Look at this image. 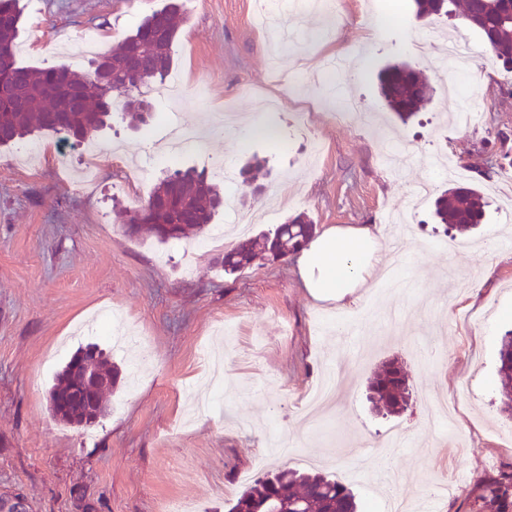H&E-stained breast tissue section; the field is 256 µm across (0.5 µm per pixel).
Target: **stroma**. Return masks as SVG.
I'll use <instances>...</instances> for the list:
<instances>
[{"mask_svg":"<svg viewBox=\"0 0 512 512\" xmlns=\"http://www.w3.org/2000/svg\"><path fill=\"white\" fill-rule=\"evenodd\" d=\"M18 63L66 65L88 71L89 58L55 52L57 43L100 32L107 52L165 0H21ZM186 20L172 47L171 76L185 93L175 124L191 132L208 114L251 112L262 96L301 102L311 96L358 100L379 127L336 123L315 113L312 128L289 111L272 114L283 148L244 133L242 125L182 146L177 169L232 180L236 206L267 212L249 235L307 215L318 227L383 224L409 206L424 181L432 189L401 241L405 264L383 301L340 309L316 304L301 287L294 260L251 265L228 276L216 265L233 216L220 209L223 237L161 243L130 237L124 224L165 174L155 157L171 140L157 102L131 128L125 96L112 95L111 126L93 138L99 178L82 181V147L47 133L35 159L17 146L0 147V497L23 495L28 512H162L165 502H198L204 512H227L245 486L244 472L261 476L297 467V454L349 484L368 512H387L380 476L356 475V452L376 460L386 452L399 473L397 493L414 497L455 475L463 489L439 503L457 512L465 490L493 469L512 464V419L496 403L497 357L512 329V72L464 18L418 20L411 0H378L377 15L362 0H338L333 17L289 15L288 47L270 55L267 35L253 24L255 0H183ZM455 31L480 64L460 78L462 92L480 103V129L454 125V102L440 74L441 55L420 57L412 45L440 42ZM350 67L342 82L323 79L327 64ZM407 62L427 75L435 94L416 119L401 123L382 99L377 75ZM389 131L413 152L403 177L381 155ZM324 157L310 162V143ZM452 155L461 182L488 201L483 224L435 231V199L453 182L430 165ZM266 158L258 180L265 190L246 198L239 170ZM499 261L489 265L488 239ZM234 324L232 340L217 332ZM95 343L118 368L109 412L89 426L55 421L47 391L76 351ZM395 359L412 384L408 409L378 418L368 384L382 362ZM341 384L329 418L310 427L298 405L329 370ZM458 397L451 432H432L423 415L432 401Z\"/></svg>","mask_w":512,"mask_h":512,"instance_id":"stroma-1","label":"stroma"}]
</instances>
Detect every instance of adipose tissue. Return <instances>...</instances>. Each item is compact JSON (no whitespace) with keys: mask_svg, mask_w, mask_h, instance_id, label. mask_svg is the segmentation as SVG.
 Masks as SVG:
<instances>
[{"mask_svg":"<svg viewBox=\"0 0 512 512\" xmlns=\"http://www.w3.org/2000/svg\"><path fill=\"white\" fill-rule=\"evenodd\" d=\"M386 260L380 225H331L298 250L295 265L313 300L345 307L371 294Z\"/></svg>","mask_w":512,"mask_h":512,"instance_id":"ef3b65f1","label":"adipose tissue"}]
</instances>
